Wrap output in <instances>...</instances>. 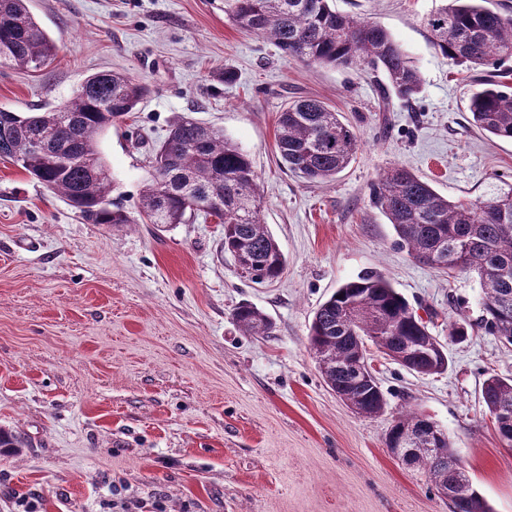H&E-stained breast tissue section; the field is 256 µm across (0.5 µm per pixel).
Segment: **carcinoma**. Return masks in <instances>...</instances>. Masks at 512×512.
Instances as JSON below:
<instances>
[{
    "mask_svg": "<svg viewBox=\"0 0 512 512\" xmlns=\"http://www.w3.org/2000/svg\"><path fill=\"white\" fill-rule=\"evenodd\" d=\"M332 0H224V14L241 30L261 36L285 55L333 67L369 68L385 77L380 111L392 98L410 101L422 89L419 70L402 46L375 21L341 14ZM487 0H448L426 19L436 52L471 69L499 68L512 59V14ZM56 57L55 43L34 18L27 0H0V66L37 71ZM148 87L127 73L88 76L65 104L41 112L0 108V158L7 159L65 199L89 224H184L204 213L224 225V251L247 264V279H277L286 257L261 217L259 178L249 155L234 141L190 117L178 119L154 156V175L142 187L138 216L110 198L111 174L98 138L136 111ZM467 111L482 131L512 140V86L489 75L468 98ZM360 137L325 102L305 98L279 112L276 150L282 164L310 182H328L351 163ZM372 200L392 225L398 246L430 267L477 273L484 293L474 323L455 324L463 340L475 329L512 345V189L480 201L436 192L406 166L394 164L373 183ZM246 334L268 335L272 322L254 306L236 307ZM402 367L443 372L447 350L391 282L366 271L341 284L314 314L309 345L325 384L341 400L372 416L385 400L370 369L367 342ZM481 395L495 420L512 422V377L488 374ZM421 430L408 463L441 488L448 459L456 457L446 432L417 412L397 416L386 434L392 447L402 434ZM27 440L0 428V455ZM452 512H492L473 482L448 498Z\"/></svg>",
    "mask_w": 512,
    "mask_h": 512,
    "instance_id": "carcinoma-1",
    "label": "carcinoma"
}]
</instances>
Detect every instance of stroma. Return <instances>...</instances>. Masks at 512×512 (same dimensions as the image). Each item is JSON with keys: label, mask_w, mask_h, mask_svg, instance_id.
Wrapping results in <instances>:
<instances>
[{"label": "stroma", "mask_w": 512, "mask_h": 512, "mask_svg": "<svg viewBox=\"0 0 512 512\" xmlns=\"http://www.w3.org/2000/svg\"><path fill=\"white\" fill-rule=\"evenodd\" d=\"M443 4L334 0L384 26L421 74L419 96L383 112L373 74L284 56L234 27L223 0H28L58 55L37 72L0 66V107L50 109L91 73L129 72L150 93L98 140L124 205L135 208L171 124L193 117L249 155L288 264L270 283L242 278L223 226L202 214L161 232L86 223L0 159V427L28 441L0 455V512H450L385 445L406 410L448 434L493 512H512V446L481 397L486 373L512 376V346L451 340L452 323L481 313L478 276L397 249L371 202L393 163L451 200L512 186V141L473 126L472 72L429 42L424 21ZM301 97L361 137L331 182L278 162V115ZM371 270L427 319L448 366L420 375L374 353L386 406L365 417L324 383L308 331L338 286ZM242 302L271 335L238 328Z\"/></svg>", "instance_id": "obj_1"}]
</instances>
